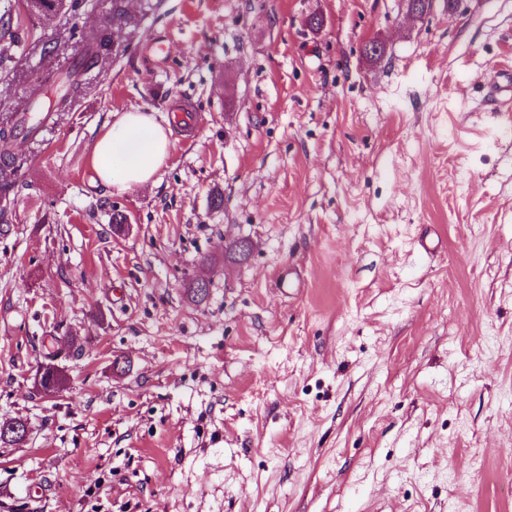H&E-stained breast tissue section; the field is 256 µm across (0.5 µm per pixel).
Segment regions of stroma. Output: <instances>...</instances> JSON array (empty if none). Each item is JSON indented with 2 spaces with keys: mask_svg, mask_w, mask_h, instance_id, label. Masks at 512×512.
<instances>
[{
  "mask_svg": "<svg viewBox=\"0 0 512 512\" xmlns=\"http://www.w3.org/2000/svg\"><path fill=\"white\" fill-rule=\"evenodd\" d=\"M124 5L0 35L1 123L82 54L79 31L115 33L13 144L0 423L30 433L0 445V512H512V111L489 100L512 0L420 20L399 0ZM130 109L172 149L118 192L90 154ZM234 238L247 260L225 257ZM53 336L75 344L46 397Z\"/></svg>",
  "mask_w": 512,
  "mask_h": 512,
  "instance_id": "35a3bbf8",
  "label": "stroma"
}]
</instances>
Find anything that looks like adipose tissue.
<instances>
[{"mask_svg":"<svg viewBox=\"0 0 512 512\" xmlns=\"http://www.w3.org/2000/svg\"><path fill=\"white\" fill-rule=\"evenodd\" d=\"M169 129L153 113H116L97 136L90 164L97 180L123 192L153 183L170 154Z\"/></svg>","mask_w":512,"mask_h":512,"instance_id":"1","label":"adipose tissue"}]
</instances>
